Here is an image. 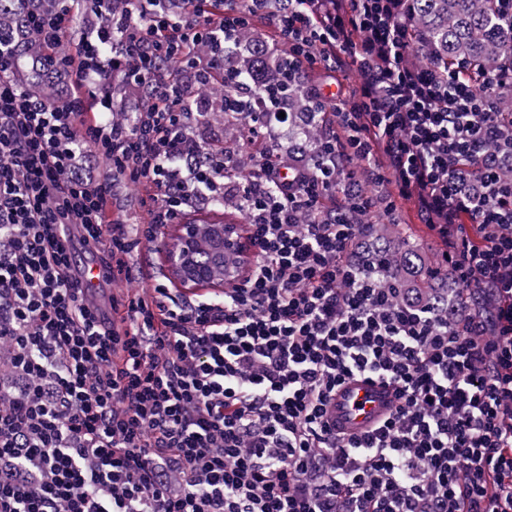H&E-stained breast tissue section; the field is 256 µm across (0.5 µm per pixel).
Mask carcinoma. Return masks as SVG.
I'll use <instances>...</instances> for the list:
<instances>
[{"label":"carcinoma","instance_id":"cac0c4a2","mask_svg":"<svg viewBox=\"0 0 512 512\" xmlns=\"http://www.w3.org/2000/svg\"><path fill=\"white\" fill-rule=\"evenodd\" d=\"M0 0V24L14 28L21 43V65L15 80L34 97L48 104L57 100L55 84L47 75L48 58L63 52L35 40L20 27L22 17ZM405 12L413 33V50L422 66L437 64L454 70L459 66L474 67L478 72L492 73L506 59H512V13L499 5V0H405ZM245 50L230 61L249 86L250 95L263 93L268 77L279 72L281 55L269 40L247 27L238 32ZM233 87L224 85L218 76L195 91V99L204 102V111L224 113L228 124L249 122L253 109H232L228 101L238 98ZM288 111L310 116L309 124L297 127V138L312 148L318 160L321 124L310 101L309 90L296 81L289 86ZM373 246L361 261L378 267L384 280L394 288H410L424 303L432 302V290L440 278L437 264L423 263L415 240L400 225L370 229Z\"/></svg>","mask_w":512,"mask_h":512}]
</instances>
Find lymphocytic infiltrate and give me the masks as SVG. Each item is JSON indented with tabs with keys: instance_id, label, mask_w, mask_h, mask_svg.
Instances as JSON below:
<instances>
[{
	"instance_id": "f902f5d3",
	"label": "lymphocytic infiltrate",
	"mask_w": 512,
	"mask_h": 512,
	"mask_svg": "<svg viewBox=\"0 0 512 512\" xmlns=\"http://www.w3.org/2000/svg\"><path fill=\"white\" fill-rule=\"evenodd\" d=\"M155 0H76L30 14L36 40L73 52L46 104L13 83L14 33L0 28V341L19 385L0 384V512H512V114L483 77L410 59L400 0H224L180 16ZM269 15L285 80L350 60L360 83L313 90L331 115L309 168L279 160L264 130L250 178L230 177L222 147L196 160L193 86L224 66L238 30ZM207 52L197 53L196 45ZM189 73L173 79L167 65ZM137 107L112 117L110 85ZM146 188L144 224L108 219L111 181ZM345 172L347 206L368 214L366 175L414 200L459 290L420 305L354 263L362 225L325 200ZM478 186L461 187L469 174ZM239 205L252 259L222 299L176 300L141 287L132 256L163 226L216 198ZM77 226L106 280L124 282L98 323L70 276L58 232ZM352 376L391 384L399 402L359 436L336 434L327 407Z\"/></svg>"
}]
</instances>
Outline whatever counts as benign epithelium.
Here are the masks:
<instances>
[{
    "instance_id": "7a95c632",
    "label": "benign epithelium",
    "mask_w": 512,
    "mask_h": 512,
    "mask_svg": "<svg viewBox=\"0 0 512 512\" xmlns=\"http://www.w3.org/2000/svg\"><path fill=\"white\" fill-rule=\"evenodd\" d=\"M169 243L164 262L168 275L186 288L208 285L224 288V284L238 279L240 272L224 270V275L216 279L200 266V242L197 225L177 224L168 231ZM213 246L219 252H240L243 240L240 231L232 224H215L212 227Z\"/></svg>"
}]
</instances>
